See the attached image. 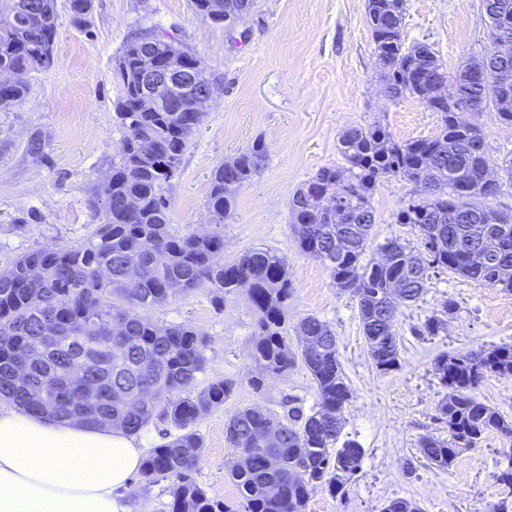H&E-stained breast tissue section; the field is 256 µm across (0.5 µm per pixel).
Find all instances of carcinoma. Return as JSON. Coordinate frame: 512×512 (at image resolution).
Here are the masks:
<instances>
[{"mask_svg": "<svg viewBox=\"0 0 512 512\" xmlns=\"http://www.w3.org/2000/svg\"><path fill=\"white\" fill-rule=\"evenodd\" d=\"M406 0H366V17L375 43L376 62L385 80V93L393 99L414 97L438 115L437 133L428 138L399 141L381 124L352 126L340 139L350 176L321 168L294 195L292 214L302 250L325 262L333 283L356 299L358 318L376 369H398L400 341L394 330V301H416L427 288L428 269L443 267L454 273L512 292V215L487 204L500 185L478 179L490 170L482 130L476 123L459 120L462 108L478 114L487 110L512 126V51L468 60L448 77L435 54L425 44L404 46L402 25ZM486 11L500 13L499 24L512 41V0H481ZM254 0H193L195 13L215 23L224 14L252 9ZM148 34L130 41L118 59L122 95L115 118L124 131L109 178L94 189V204L104 221L76 247L47 246L24 253L0 269V401L21 410L47 414L59 420L79 418L89 426L104 425L110 414L117 427L140 435L156 421L166 422L179 434L156 446L143 462L141 476L169 478L171 512H217L218 505L194 478L204 453L196 429L206 415L224 405L234 382L206 376L208 359L202 335L184 324L160 325L147 312L169 302L167 282L182 284V291L207 289L216 301L245 291L254 309V368L249 377L253 390L262 391L265 380L285 375L296 353L283 335L285 308L293 293L284 257L250 249L224 264V233L219 228L233 213L236 195L260 172L266 147L255 141L232 160L217 165L210 179L207 209L217 230L200 234L180 232L170 224L164 184L174 179L189 139L204 113L179 83L155 91L160 104L141 109L138 81L141 57L136 43L153 49L158 63L169 65L172 45ZM56 42L55 0H14L11 14L0 18V73H29L53 63L47 54ZM449 80L456 97L442 100L437 82ZM28 85L20 80L0 84V109L24 103ZM155 151L147 157L142 145ZM389 177L413 183L417 198L397 214L400 224L418 228L421 249L397 239L381 246L383 259L365 261L367 242L375 217L371 197ZM341 191L336 210L324 205L323 194ZM485 204H477L478 200ZM137 208L130 210L127 202ZM483 243L496 253L491 264L467 259L470 248ZM165 257L162 267L153 257ZM129 263L141 267L139 280L125 279ZM112 266V279L103 281L98 270ZM40 276H30L32 267ZM444 328L436 316L414 328L417 336H435ZM76 336L93 354L106 356V369L90 378L96 401L73 406L68 392L78 386L69 372L76 358L69 349L53 347L46 331ZM301 360L310 372L318 394L317 407L305 412L296 396L271 413L260 405L238 409L226 423V435L237 450L228 474L237 486L244 512H304L311 491L320 483L344 495L346 486L362 469L365 450L353 439H341L342 409L350 400L336 336L328 323L315 316L302 318L297 329ZM26 365L42 396L34 398L17 383L16 368ZM436 371L448 393L437 405L434 420L448 429V438L426 435L419 452L429 464L452 467L459 453L477 448L491 434L512 441V418L501 414L477 396L485 378L512 375V345L481 348L463 355L441 354ZM122 391L126 399L112 400L109 390ZM275 424L279 443L271 448L256 437ZM382 512H421L407 499L390 500Z\"/></svg>", "mask_w": 512, "mask_h": 512, "instance_id": "obj_1", "label": "carcinoma"}]
</instances>
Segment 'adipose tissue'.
I'll return each mask as SVG.
<instances>
[{
  "label": "adipose tissue",
  "instance_id": "obj_1",
  "mask_svg": "<svg viewBox=\"0 0 512 512\" xmlns=\"http://www.w3.org/2000/svg\"><path fill=\"white\" fill-rule=\"evenodd\" d=\"M141 463L123 430L0 412V512H126Z\"/></svg>",
  "mask_w": 512,
  "mask_h": 512
}]
</instances>
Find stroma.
I'll return each instance as SVG.
<instances>
[{"label":"stroma","instance_id":"stroma-1","mask_svg":"<svg viewBox=\"0 0 512 512\" xmlns=\"http://www.w3.org/2000/svg\"><path fill=\"white\" fill-rule=\"evenodd\" d=\"M56 10L52 65L28 75L22 105L0 112V267L42 246L79 245L98 227L93 187L111 173L123 137L113 119L121 95L115 60L136 35L174 36L219 75L220 83L178 176L164 189L173 226L208 230L213 168L262 141L266 161L237 194L218 260L230 263L253 248L286 257L294 288L286 339L296 344V326L305 316L326 321L351 388L342 436L363 446L362 470L345 497L318 485L305 512H381L395 498L415 501L422 512H490L502 499L512 500V487L497 480L511 441L489 436L462 451L447 470L425 462L418 450L421 436L442 432L434 416L446 390L434 368L436 357L512 344V293L446 269L432 273L426 293L397 308L402 366L384 374L371 360L354 298L339 292L329 267L297 243L292 198L319 169L348 170L340 149L347 127L380 123L400 140L437 132L436 113L421 102L385 95L365 22L366 0H254L250 14L230 31L196 16L191 0H93L82 26L72 20L70 0H56ZM402 39L408 47L429 45L451 74L491 45L481 0H406ZM477 121L491 165L512 158V126L488 111ZM34 136L44 142L38 156L27 149ZM415 196L413 184L398 177L376 187L366 260H380V246L390 239L418 244L415 226L396 221ZM447 299L457 309L446 330L413 335V327L440 314ZM150 316L204 333L208 377L236 383L224 406L197 425L205 452L194 477L216 503L238 505L241 496L226 472L234 458L226 421L246 405L280 412L289 395L312 408L317 395L311 377L299 363L286 375L268 378L263 392L251 388L256 314L245 292L227 296L220 306L205 289L179 294ZM409 461L415 465L411 473L405 468ZM169 485L165 478L149 484L134 475L124 492L129 512H170Z\"/></svg>","mask_w":512,"mask_h":512}]
</instances>
